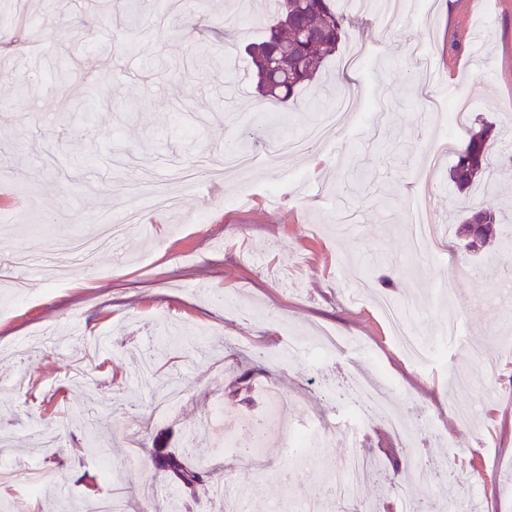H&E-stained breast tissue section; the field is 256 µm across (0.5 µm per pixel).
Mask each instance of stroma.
<instances>
[{
	"label": "stroma",
	"mask_w": 512,
	"mask_h": 512,
	"mask_svg": "<svg viewBox=\"0 0 512 512\" xmlns=\"http://www.w3.org/2000/svg\"><path fill=\"white\" fill-rule=\"evenodd\" d=\"M268 0H188L175 24L131 27L126 0H0V300L16 279L27 296L0 313V430L12 445L0 462L38 467L41 491L0 484L11 512H88L100 497L139 508L146 485L175 505L180 487L154 468L157 448L178 450L210 473L191 512H225L219 486L248 489L246 512H271L319 497L321 512H448L449 497L512 512V297L497 294L500 250L512 245V177L467 201L501 216L494 242L473 253L455 230L465 199L446 157L415 179L443 120L426 112L425 84L409 53L423 40L444 76L434 93L465 121L457 140L493 126V161L512 166V0H440L434 14L402 12L393 23L336 0L346 36L336 54L286 106L254 89L246 42L269 24ZM44 38L26 40L27 24ZM22 46H15L17 36ZM83 39L76 47L75 39ZM71 79L58 83L55 62ZM357 100L346 129L271 169L272 145L314 123L340 92ZM260 139H242L243 128ZM256 156L245 171L210 177L228 145ZM429 197L441 249L412 258L405 216ZM140 210L128 250H100L96 285L58 253L63 240ZM24 251L29 264L13 267ZM409 306L425 339L455 318L461 339L441 342L426 368L393 343L372 297ZM333 332L342 349L321 365L286 360L296 337ZM102 334L93 359L77 339ZM224 359L210 370L211 355ZM495 362L500 393L460 389L459 371ZM393 381L389 407L414 445L401 447L380 416L365 413L357 450L379 473L359 501L331 495L348 455L343 421L353 376ZM178 380L182 406L152 414L160 384ZM288 395L281 428L263 452L248 425L265 412L264 389ZM327 421L306 465L280 450L311 416ZM62 427L51 448L40 430ZM139 434L138 451L126 444Z\"/></svg>",
	"instance_id": "35a3bbf8"
}]
</instances>
